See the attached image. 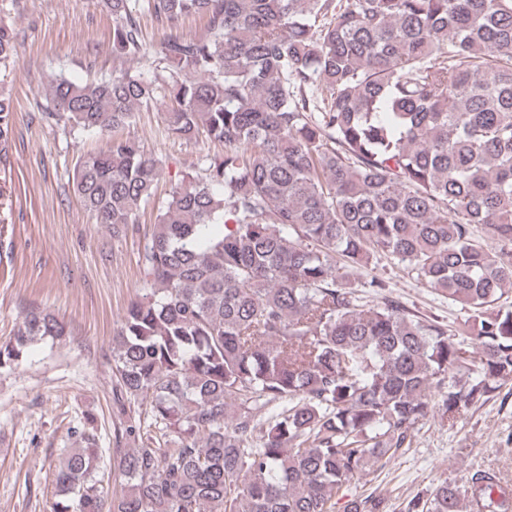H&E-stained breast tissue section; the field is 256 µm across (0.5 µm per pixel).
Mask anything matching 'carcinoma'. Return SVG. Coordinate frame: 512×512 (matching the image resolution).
<instances>
[{"label":"carcinoma","mask_w":512,"mask_h":512,"mask_svg":"<svg viewBox=\"0 0 512 512\" xmlns=\"http://www.w3.org/2000/svg\"><path fill=\"white\" fill-rule=\"evenodd\" d=\"M112 56L152 60L91 82L53 79L50 124L104 133L169 97L171 134L224 143L159 208L142 293L112 337L136 448L104 492L84 436L55 474L53 512H335L336 497L512 377V0H104ZM194 38L147 46L145 17ZM0 26V71L14 62ZM15 115L0 94V165ZM160 160L130 138L79 161L98 224L136 223ZM483 228L492 251L475 237ZM469 311L462 335L411 312L377 256ZM66 325L28 312L0 341V374ZM477 470L405 512H512ZM353 496L343 512H386Z\"/></svg>","instance_id":"carcinoma-1"}]
</instances>
